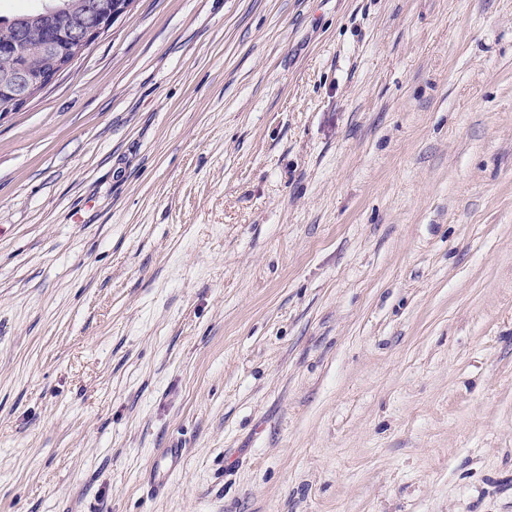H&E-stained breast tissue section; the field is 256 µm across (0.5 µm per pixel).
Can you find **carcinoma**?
I'll return each instance as SVG.
<instances>
[{
	"mask_svg": "<svg viewBox=\"0 0 512 512\" xmlns=\"http://www.w3.org/2000/svg\"><path fill=\"white\" fill-rule=\"evenodd\" d=\"M85 0H51L49 8L36 6L12 18L0 19V33L5 30H26L31 34L19 54L0 52V78L19 66L43 74L57 70V61L46 48V38L51 37L62 46L70 25L80 20Z\"/></svg>",
	"mask_w": 512,
	"mask_h": 512,
	"instance_id": "1",
	"label": "carcinoma"
}]
</instances>
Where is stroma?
Returning <instances> with one entry per match:
<instances>
[{"label": "stroma", "mask_w": 512, "mask_h": 512, "mask_svg": "<svg viewBox=\"0 0 512 512\" xmlns=\"http://www.w3.org/2000/svg\"><path fill=\"white\" fill-rule=\"evenodd\" d=\"M0 512H512V0H132L1 115Z\"/></svg>", "instance_id": "obj_1"}]
</instances>
